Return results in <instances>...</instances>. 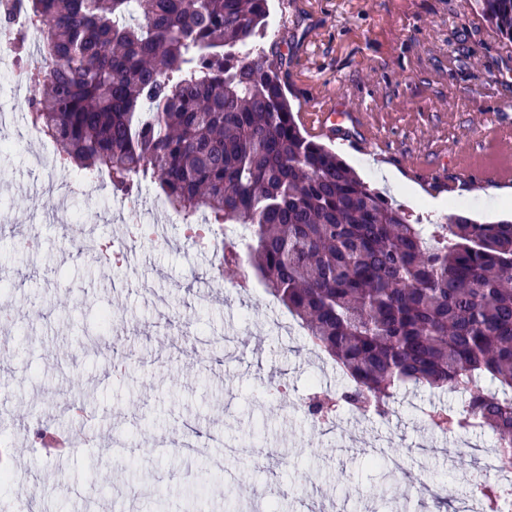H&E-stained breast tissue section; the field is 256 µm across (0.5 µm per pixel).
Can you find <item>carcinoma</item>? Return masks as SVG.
Segmentation results:
<instances>
[{
	"label": "carcinoma",
	"mask_w": 512,
	"mask_h": 512,
	"mask_svg": "<svg viewBox=\"0 0 512 512\" xmlns=\"http://www.w3.org/2000/svg\"><path fill=\"white\" fill-rule=\"evenodd\" d=\"M512 41V0H476ZM54 61L30 118L56 157L112 191L156 186L213 225L224 266L294 316L352 386L340 399L384 416L409 386L467 392L439 423L512 442V221L413 224L336 151L301 132L280 72L259 47L269 0H28ZM154 109L153 121L145 117ZM501 395L488 399L485 383Z\"/></svg>",
	"instance_id": "1"
}]
</instances>
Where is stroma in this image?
Wrapping results in <instances>:
<instances>
[{
    "label": "stroma",
    "instance_id": "1",
    "mask_svg": "<svg viewBox=\"0 0 512 512\" xmlns=\"http://www.w3.org/2000/svg\"><path fill=\"white\" fill-rule=\"evenodd\" d=\"M284 20L274 37L288 57L284 80L300 122L326 105L350 103L368 112L371 137L391 156L358 152L338 139L326 144L373 187L381 172H398L432 198L466 194L474 219H512L498 205L512 185L481 193L457 182H426L428 166L451 161L479 168L497 161L512 133V42L503 41L475 0H271ZM36 148L16 143L0 160V272L9 286L0 301L17 310L0 330L16 356L0 364L12 390L0 397V417L33 416L67 435L93 433L91 448L61 458L44 454L26 429L0 444V464L14 479L0 484V512H10L36 488L35 512H184L189 491L203 488L201 512H306L327 504L335 512H387L371 443L395 456L403 512H436L429 489L449 501L471 491L478 470L469 454L418 455L422 441L456 444L459 437L427 427L421 409L461 410L464 399L426 387L398 390L389 415L361 419L341 405L323 426L300 407L314 382L341 393L342 375L327 357L309 353L302 336L276 333L270 320L286 309L262 289L239 294L237 273H217L209 250L183 247L179 225L168 243L133 250L126 266L104 268L79 249L80 229L106 239L119 225L112 190L87 200L72 191L65 206L42 192L52 168L33 165ZM39 232L36 251L16 247L19 230ZM122 320L116 334L104 311ZM191 322L180 333L175 316ZM124 375L112 368L114 355ZM286 381L287 393L275 391ZM84 404L91 420L60 414L62 399ZM220 434L223 444L185 453L178 431ZM220 468L243 474L238 484L201 486L197 476ZM422 480H414V473ZM283 489L280 497L270 488Z\"/></svg>",
    "mask_w": 512,
    "mask_h": 512
}]
</instances>
